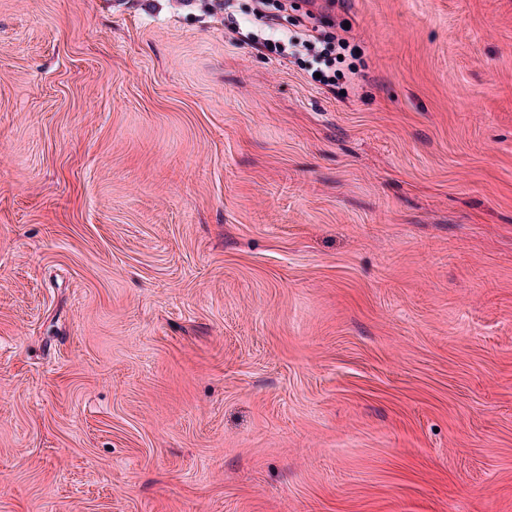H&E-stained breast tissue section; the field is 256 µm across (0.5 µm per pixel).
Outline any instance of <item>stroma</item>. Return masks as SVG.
I'll return each instance as SVG.
<instances>
[{
    "label": "stroma",
    "mask_w": 512,
    "mask_h": 512,
    "mask_svg": "<svg viewBox=\"0 0 512 512\" xmlns=\"http://www.w3.org/2000/svg\"><path fill=\"white\" fill-rule=\"evenodd\" d=\"M0 0V512H512V0ZM315 59L318 64L323 65L324 68L316 67L312 70L310 77L314 82L330 85L334 82L336 83V69L332 71V67L336 63V47L326 46L322 50L318 51L315 55ZM319 72L321 74V78H316L315 73Z\"/></svg>",
    "instance_id": "stroma-1"
}]
</instances>
